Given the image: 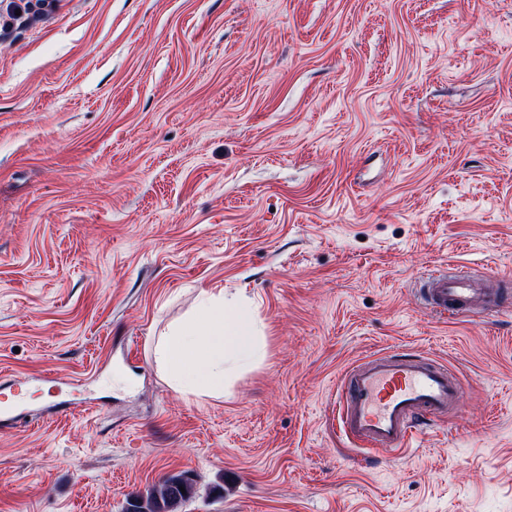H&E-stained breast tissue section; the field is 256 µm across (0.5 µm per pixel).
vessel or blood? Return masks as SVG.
Segmentation results:
<instances>
[{
	"instance_id": "1",
	"label": "vessel or blood",
	"mask_w": 512,
	"mask_h": 512,
	"mask_svg": "<svg viewBox=\"0 0 512 512\" xmlns=\"http://www.w3.org/2000/svg\"><path fill=\"white\" fill-rule=\"evenodd\" d=\"M501 279L437 269L423 280L424 307L443 319L505 311ZM461 383L446 365L403 353H385L345 370L336 410L343 434L357 447L408 451L418 431L458 410Z\"/></svg>"
}]
</instances>
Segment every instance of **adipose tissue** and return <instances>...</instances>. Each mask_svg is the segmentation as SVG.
Returning <instances> with one entry per match:
<instances>
[{
    "instance_id": "ef3b65f1",
    "label": "adipose tissue",
    "mask_w": 512,
    "mask_h": 512,
    "mask_svg": "<svg viewBox=\"0 0 512 512\" xmlns=\"http://www.w3.org/2000/svg\"><path fill=\"white\" fill-rule=\"evenodd\" d=\"M263 329L246 308L223 299L203 300L194 318L157 341L158 365L181 392L219 397L226 378L241 364L264 361Z\"/></svg>"
}]
</instances>
